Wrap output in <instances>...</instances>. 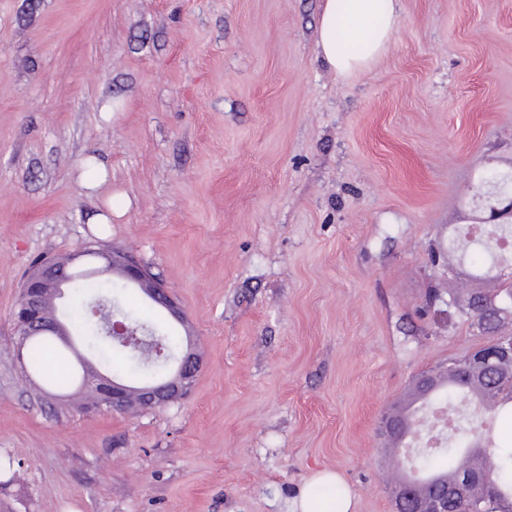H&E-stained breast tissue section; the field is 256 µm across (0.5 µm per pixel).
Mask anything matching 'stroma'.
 <instances>
[{
    "mask_svg": "<svg viewBox=\"0 0 512 512\" xmlns=\"http://www.w3.org/2000/svg\"><path fill=\"white\" fill-rule=\"evenodd\" d=\"M400 8L388 50L340 78L322 0H0V512H285L323 469L356 512H395L383 410L484 342L421 308L459 285L454 229L512 201L485 181L512 170V0ZM89 246L181 305L203 359L187 398L86 413L26 378L24 276Z\"/></svg>",
    "mask_w": 512,
    "mask_h": 512,
    "instance_id": "obj_1",
    "label": "stroma"
}]
</instances>
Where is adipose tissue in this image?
Instances as JSON below:
<instances>
[{"instance_id": "obj_1", "label": "adipose tissue", "mask_w": 512, "mask_h": 512, "mask_svg": "<svg viewBox=\"0 0 512 512\" xmlns=\"http://www.w3.org/2000/svg\"><path fill=\"white\" fill-rule=\"evenodd\" d=\"M399 0H323L317 48L336 75L347 77L368 69L383 54L398 29ZM332 470L315 472L288 512H352V494L327 504L323 492L339 484Z\"/></svg>"}]
</instances>
